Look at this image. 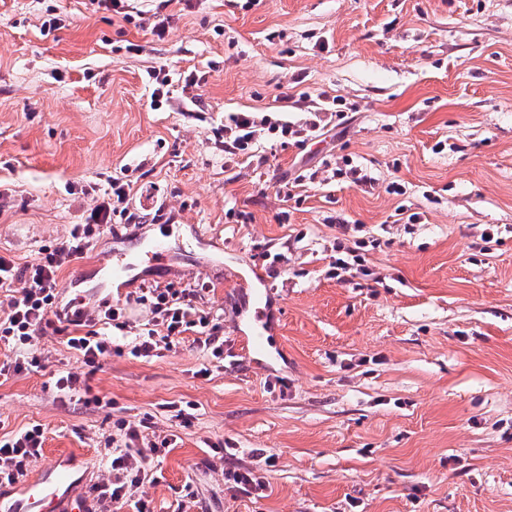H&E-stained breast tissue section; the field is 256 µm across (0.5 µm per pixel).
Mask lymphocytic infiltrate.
Returning <instances> with one entry per match:
<instances>
[{"label":"lymphocytic infiltrate","mask_w":512,"mask_h":512,"mask_svg":"<svg viewBox=\"0 0 512 512\" xmlns=\"http://www.w3.org/2000/svg\"><path fill=\"white\" fill-rule=\"evenodd\" d=\"M224 153L229 157L255 154L259 139L271 135L282 139L296 136L291 124L271 121L252 112L229 115L224 126ZM132 181L111 178L109 190L92 209L90 221L72 225L65 241L41 249L38 258L24 266H16L12 259L0 256V293L8 298V310L0 318V343L11 347L13 359L0 362V377L33 372L41 367L38 344L42 336L53 328L47 315L58 299V273L65 263L84 257L93 238L103 232L113 217L124 218L126 223L138 224L142 218L130 208ZM202 289L192 286L141 289L136 301L147 306L151 317L142 331L129 344V352L136 358L161 356L172 350L180 336L192 332L201 340L207 353L217 360L224 357V342L218 336V327L209 312L201 307ZM126 307L123 304L102 302L93 318L75 314L71 323L85 327V334L67 337V346L78 352L84 364L99 367L111 350L108 340L101 338L100 327L123 328ZM125 441L112 449L109 457L112 479L101 490L114 508H131L132 512H154L151 500L139 495L138 489L154 482L151 461L161 453L159 446L137 447L139 432L129 423H121ZM45 432L41 425L31 427L0 439V486L15 484L23 479L31 465L42 456Z\"/></svg>","instance_id":"lymphocytic-infiltrate-1"}]
</instances>
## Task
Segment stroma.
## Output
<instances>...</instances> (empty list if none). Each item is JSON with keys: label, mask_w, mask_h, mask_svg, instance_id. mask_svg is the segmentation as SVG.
Segmentation results:
<instances>
[{"label": "stroma", "mask_w": 512, "mask_h": 512, "mask_svg": "<svg viewBox=\"0 0 512 512\" xmlns=\"http://www.w3.org/2000/svg\"><path fill=\"white\" fill-rule=\"evenodd\" d=\"M157 5L128 0L125 21L98 0H0V255L33 262L129 175L166 220L113 217L62 267L64 300L119 238H167L190 257L140 282L205 285L224 359L187 333L92 372L48 333L39 371L0 378V436L39 424L44 455L79 454L89 512L111 508L97 488L123 420L139 446L169 442L142 487L156 512H512V0H171L161 40ZM52 13L64 26L42 32ZM154 68L171 79L157 108ZM232 112L323 127L232 160ZM347 161L372 184L336 175ZM361 233L378 242L363 270L332 277ZM263 279L272 349L254 360ZM62 370L100 404L59 393ZM230 467L263 496L231 491Z\"/></svg>", "instance_id": "stroma-1"}]
</instances>
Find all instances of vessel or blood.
I'll list each match as a JSON object with an SVG mask.
<instances>
[{
  "label": "vessel or blood",
  "instance_id": "1",
  "mask_svg": "<svg viewBox=\"0 0 512 512\" xmlns=\"http://www.w3.org/2000/svg\"><path fill=\"white\" fill-rule=\"evenodd\" d=\"M177 257L169 242L155 239L111 251L102 261L105 281L125 277L135 279L141 267L168 266ZM256 327L246 339L254 353H266L269 345L264 309L255 311ZM77 479L68 456L45 461L35 476L15 488L14 495L0 493V512H86L88 504L76 493Z\"/></svg>",
  "mask_w": 512,
  "mask_h": 512
}]
</instances>
